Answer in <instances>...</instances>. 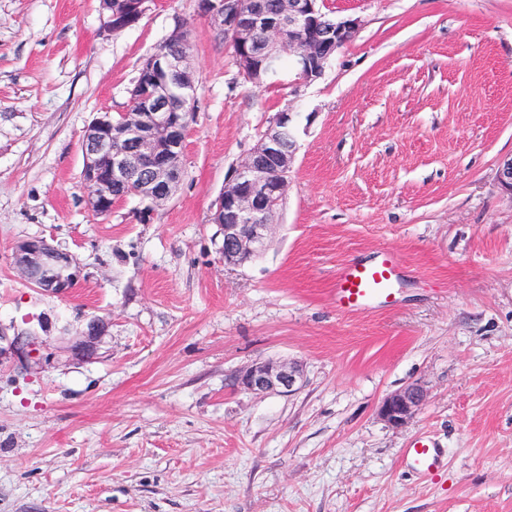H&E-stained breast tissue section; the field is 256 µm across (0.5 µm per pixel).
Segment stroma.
I'll return each instance as SVG.
<instances>
[{
    "mask_svg": "<svg viewBox=\"0 0 512 512\" xmlns=\"http://www.w3.org/2000/svg\"><path fill=\"white\" fill-rule=\"evenodd\" d=\"M361 26L317 81L255 87L198 0H150L105 31L98 0H0V512H512V0H322ZM196 70L184 176L154 208L85 206L81 142L129 108L175 25ZM278 112L299 151L265 251L224 264L210 216ZM44 238L81 268L63 296L11 253ZM403 280L346 314L337 269L379 249ZM94 351L72 343L92 319ZM294 362L289 396L234 379ZM427 392L402 427L379 416ZM436 439L446 464L408 471ZM425 391L419 384H411L391 393L380 407V416L389 426L398 428L412 418L425 401ZM405 465L417 476H428L444 465L442 449L429 437L413 440L403 450Z\"/></svg>",
    "mask_w": 512,
    "mask_h": 512,
    "instance_id": "stroma-1",
    "label": "stroma"
}]
</instances>
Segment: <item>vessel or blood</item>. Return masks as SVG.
I'll use <instances>...</instances> for the list:
<instances>
[{
	"mask_svg": "<svg viewBox=\"0 0 512 512\" xmlns=\"http://www.w3.org/2000/svg\"><path fill=\"white\" fill-rule=\"evenodd\" d=\"M401 259L390 250L377 251L367 262L350 263L336 274L329 297L342 312L366 311L390 303L400 281ZM406 466L415 475L426 476L443 466L444 455L429 437L413 440L403 450Z\"/></svg>",
	"mask_w": 512,
	"mask_h": 512,
	"instance_id": "vessel-or-blood-1",
	"label": "vessel or blood"
}]
</instances>
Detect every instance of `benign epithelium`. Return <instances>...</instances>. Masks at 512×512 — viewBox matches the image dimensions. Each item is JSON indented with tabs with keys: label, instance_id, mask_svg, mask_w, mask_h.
<instances>
[{
	"label": "benign epithelium",
	"instance_id": "obj_1",
	"mask_svg": "<svg viewBox=\"0 0 512 512\" xmlns=\"http://www.w3.org/2000/svg\"><path fill=\"white\" fill-rule=\"evenodd\" d=\"M198 7L238 48V66L255 84L262 81L263 63L285 51L303 81L317 80L360 26L352 17L325 19L319 0H279L278 22L265 28L261 41L257 31L264 24V0H198ZM142 75L152 83L154 93L131 99L136 110L121 113L119 119L108 112L94 118L85 130L81 150L88 209L106 214L117 202L116 191L129 189L148 202L141 212L145 222L154 206L171 199L183 176L195 70L187 53L158 52L147 58ZM296 152L294 116L278 112L248 158L225 178L211 214V222L224 233V265L242 266L265 248ZM12 261L29 283L52 294L68 293L80 277L73 257L44 239L18 243ZM99 332L100 322H92L87 336L73 343V350L91 351ZM3 341L20 355L30 346L24 332L10 338L0 330ZM236 385L256 394L290 395L303 385V374L293 363L255 361L240 371ZM425 397L421 385H408L385 398L380 416L389 426L401 427Z\"/></svg>",
	"mask_w": 512,
	"mask_h": 512
}]
</instances>
